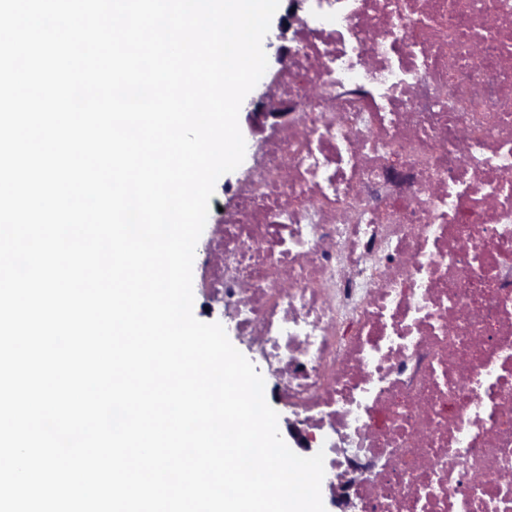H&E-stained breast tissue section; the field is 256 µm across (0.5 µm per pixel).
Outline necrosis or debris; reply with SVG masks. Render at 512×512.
<instances>
[{"mask_svg": "<svg viewBox=\"0 0 512 512\" xmlns=\"http://www.w3.org/2000/svg\"><path fill=\"white\" fill-rule=\"evenodd\" d=\"M208 291L358 512H512V0H304Z\"/></svg>", "mask_w": 512, "mask_h": 512, "instance_id": "4bbe7bcc", "label": "necrosis or debris"}]
</instances>
